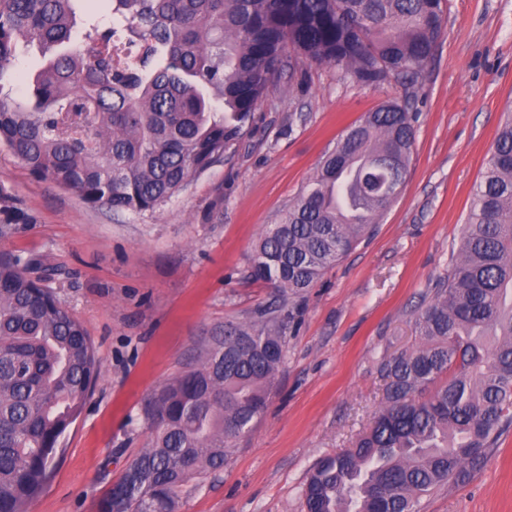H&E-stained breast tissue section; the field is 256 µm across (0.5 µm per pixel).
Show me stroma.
<instances>
[{"mask_svg": "<svg viewBox=\"0 0 512 512\" xmlns=\"http://www.w3.org/2000/svg\"><path fill=\"white\" fill-rule=\"evenodd\" d=\"M416 117L405 186L371 237L303 297L247 279L251 249L278 223L347 128L382 103ZM512 106V0H448L443 34L414 83L356 82L300 61L290 88L256 108L243 141L152 214L91 208L36 178L0 146V183L30 224L0 252L49 256L56 295L94 342L102 374L28 512H98L104 491L146 448L147 399L226 326L287 305L277 392L218 476L188 483L177 512H304L316 461L351 447L385 403L380 365L415 348L414 313L456 251L471 191ZM417 512H512V432L459 487Z\"/></svg>", "mask_w": 512, "mask_h": 512, "instance_id": "1", "label": "stroma"}]
</instances>
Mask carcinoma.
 Here are the masks:
<instances>
[{
	"instance_id": "1",
	"label": "carcinoma",
	"mask_w": 512,
	"mask_h": 512,
	"mask_svg": "<svg viewBox=\"0 0 512 512\" xmlns=\"http://www.w3.org/2000/svg\"><path fill=\"white\" fill-rule=\"evenodd\" d=\"M0 0V90L20 46L60 51L0 95V145L91 208L154 213L246 135L258 104L304 58L362 84L414 81L444 27L446 0ZM414 143L387 101L351 125L309 187L266 226L248 278L300 296L365 238L405 184ZM30 217L0 184V238ZM58 267L0 253V512H27L102 365L54 295ZM293 312L229 325L205 356L152 394L151 446L100 512H176L193 479L217 476L277 387ZM420 338L380 367L386 402L353 448L322 457L306 512H415L467 482L512 429V114L480 178L457 252L415 318Z\"/></svg>"
}]
</instances>
